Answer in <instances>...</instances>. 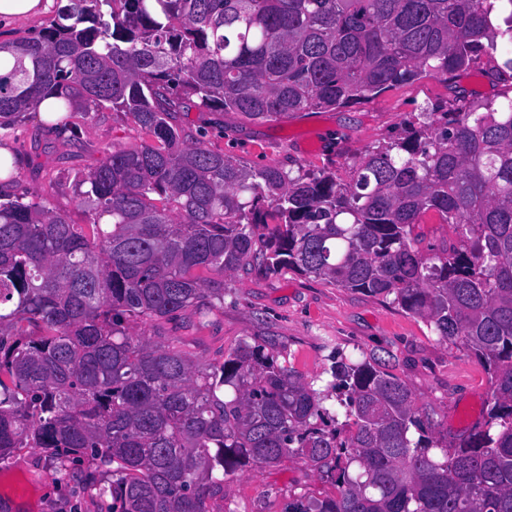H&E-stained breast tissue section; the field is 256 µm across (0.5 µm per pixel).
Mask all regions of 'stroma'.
Listing matches in <instances>:
<instances>
[{
    "label": "stroma",
    "mask_w": 512,
    "mask_h": 512,
    "mask_svg": "<svg viewBox=\"0 0 512 512\" xmlns=\"http://www.w3.org/2000/svg\"><path fill=\"white\" fill-rule=\"evenodd\" d=\"M511 58L512 50L502 48L494 60H480L451 79L426 74L343 110L298 112L254 124L232 112L192 107L179 113L178 121L189 134L205 133L210 148L249 166L277 165L294 177L331 170L346 180L368 151L424 109L448 107L460 95L473 103L495 97L501 86L487 70ZM75 120L81 128L76 141L59 136L34 114L19 125L9 142L16 164L7 191L27 194L83 224L87 216L78 206L75 172L96 166L107 149L139 144L142 136L128 116L109 109ZM224 285V310L208 324L168 321L159 328L206 362L221 360L241 339H272L275 355L307 380L326 376L337 358L377 360L412 390L438 435L468 432L460 414L485 412L489 385L477 361L395 305L285 269L239 271L225 275ZM159 328L151 322L137 326L149 335ZM84 471L77 465L71 480H61L40 449H19L0 463V482L23 483L27 493L0 492V512H105L85 489ZM334 492L310 466L291 460L227 479L223 496L210 500L209 507L210 512H287L296 498Z\"/></svg>",
    "instance_id": "35a3bbf8"
}]
</instances>
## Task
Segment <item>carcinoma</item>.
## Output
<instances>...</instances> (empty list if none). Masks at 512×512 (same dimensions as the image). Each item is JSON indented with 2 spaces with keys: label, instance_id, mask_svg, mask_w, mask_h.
I'll list each match as a JSON object with an SVG mask.
<instances>
[{
  "label": "carcinoma",
  "instance_id": "carcinoma-1",
  "mask_svg": "<svg viewBox=\"0 0 512 512\" xmlns=\"http://www.w3.org/2000/svg\"><path fill=\"white\" fill-rule=\"evenodd\" d=\"M68 0L1 51L0 147L45 98L110 109L143 141L76 176L89 222L0 197V461L39 448L105 512H209L224 479L299 458L336 494L288 512H512V59L499 100L460 99L369 151L350 180L290 177L187 142L177 113L250 122L338 110L512 46V0ZM432 212L454 228L425 256ZM288 269L390 301L465 348L490 386L467 436L428 435L379 363L325 389L243 339L205 363L137 319L202 323L224 276ZM336 397L338 408L325 405Z\"/></svg>",
  "mask_w": 512,
  "mask_h": 512
}]
</instances>
